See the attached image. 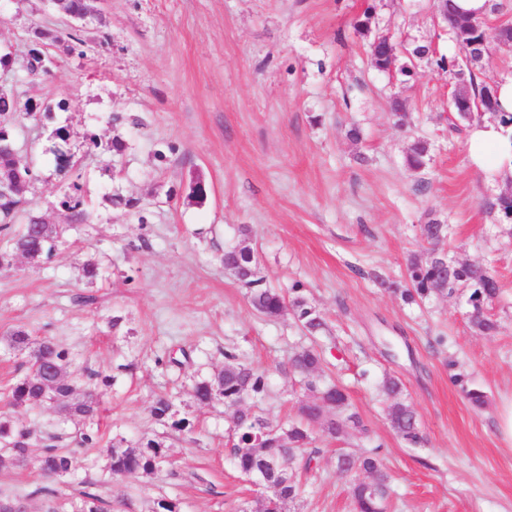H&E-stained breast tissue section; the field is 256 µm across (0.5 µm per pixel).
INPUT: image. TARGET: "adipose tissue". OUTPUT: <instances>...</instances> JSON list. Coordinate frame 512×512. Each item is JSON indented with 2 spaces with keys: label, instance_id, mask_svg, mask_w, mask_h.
<instances>
[{
  "label": "adipose tissue",
  "instance_id": "1",
  "mask_svg": "<svg viewBox=\"0 0 512 512\" xmlns=\"http://www.w3.org/2000/svg\"><path fill=\"white\" fill-rule=\"evenodd\" d=\"M467 148L474 165H494L500 179L512 178V125H502L496 118L474 125Z\"/></svg>",
  "mask_w": 512,
  "mask_h": 512
}]
</instances>
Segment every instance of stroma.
Instances as JSON below:
<instances>
[{
	"label": "stroma",
	"mask_w": 512,
	"mask_h": 512,
	"mask_svg": "<svg viewBox=\"0 0 512 512\" xmlns=\"http://www.w3.org/2000/svg\"><path fill=\"white\" fill-rule=\"evenodd\" d=\"M98 8L81 53L49 45L56 65L34 81V30L65 32L69 20L43 0H0V51L12 54L0 87L54 107L14 127L34 173L33 212L60 230L50 257L0 267V412L34 432L26 465L0 467V499L20 500L26 512H81L89 493L104 512H156L162 499L179 512H251L260 492L232 463L235 410L220 399L198 406L193 386L236 349L266 373L259 411L287 428L316 395L279 364L313 344L319 376L344 387L365 429L341 442L316 434L320 453L289 512H353L349 481L336 470L340 448L379 449L393 476L392 512H512V447L495 425L497 405L512 396V235L488 208L505 187L469 160L467 132L449 130V63L462 53L432 0H100ZM378 32L434 53L407 75L378 70L367 52ZM395 98L411 114L402 128L389 109ZM62 100L68 110H57ZM58 127L73 161L64 171L53 153ZM417 139L432 145L420 171L405 161ZM199 184L201 199L192 194ZM76 185L82 224L60 204ZM430 219L449 226L441 252L498 280L493 335L471 328L467 293L408 304L376 282L380 273L407 286L409 257L431 252L418 237ZM241 243L268 286L302 284L325 335L310 340L292 314L253 310L222 262ZM88 263L97 278L86 277ZM17 329L66 348L74 375L111 378L93 424L101 444L77 450L74 475H44L38 460L48 436L72 447L84 423L3 402L26 372V354L7 342ZM453 373L463 384L451 383ZM387 374L417 410L424 446L407 447L391 429L377 389ZM472 387L485 392L484 408L465 397ZM160 396L172 402L163 420L151 413ZM150 439L166 454L153 472L112 475L106 446Z\"/></svg>",
	"instance_id": "obj_1"
}]
</instances>
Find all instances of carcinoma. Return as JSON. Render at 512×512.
Returning <instances> with one entry per match:
<instances>
[{
  "label": "carcinoma",
  "mask_w": 512,
  "mask_h": 512,
  "mask_svg": "<svg viewBox=\"0 0 512 512\" xmlns=\"http://www.w3.org/2000/svg\"><path fill=\"white\" fill-rule=\"evenodd\" d=\"M64 14L77 21H84L94 14L91 0H64ZM61 38L50 31H34L29 48L28 70L35 77L48 75L52 71L54 58L44 50L47 43H56ZM35 115L30 101L19 102L10 91L0 93V177L5 174L9 157L18 150L12 138V124L19 111ZM430 144L425 140L414 141L407 151L406 164L414 170L425 168ZM23 201L18 198L0 196V224L9 231L7 243L11 251H0V266L8 262L14 253H25L32 260L50 255L56 245L58 230L53 225L42 223V218L27 216L22 229L15 232L10 226L16 223ZM61 205L72 212L78 222L87 220L80 198L64 195ZM421 240L437 244L448 236V225L435 219L419 225ZM253 250L245 245L224 250V268L234 274L242 287L248 290L254 310L263 317L275 318L291 310L296 322L310 336L325 329L320 314L301 295L302 285L295 283L288 294L267 286L263 280L249 275L255 269ZM455 272L448 274L440 253L432 252L426 260L416 256L409 259L407 276L409 287L401 290L408 304L421 301L432 294L452 295L461 288L471 290L469 323L484 335H492L498 323L488 313L487 306L499 294V283L488 268L470 263H454ZM11 348L28 352L27 372L8 391V405L40 408L57 406L73 417L94 418L98 413L97 394H79L70 379L71 360L69 352L44 337L38 342L31 340L24 330H16L8 337ZM224 369L209 379L198 381L193 389L195 400L200 405H209L216 398H224V404L236 408L233 439L234 465L239 473L247 477L254 471L267 467L271 482L279 483L278 475L283 471L296 472L298 467H310L320 449L312 447L313 428L326 435L340 439L349 428L363 427L358 413L350 408L348 395L338 384L319 385L316 370L321 365L320 354L313 348H302L293 352L280 368L298 375L306 388L317 393L318 402L303 404L298 409L296 422L282 433L261 414L243 408L247 400L252 402L266 393V377L239 360L236 352L224 351ZM381 391L392 400L388 420L393 431L410 446L425 443L419 415L415 408L402 399V384L391 375H385ZM29 452V432L13 424L0 414V466L21 460ZM165 457L162 444L149 439L138 448L113 449L110 451L111 471L118 476H134L152 472ZM40 469L51 476L65 477L75 471V458L71 453H62L49 448L41 459ZM339 473L352 471L366 475V479H352L351 497L354 512H388L391 476L379 454V448L354 454L343 452L336 457ZM299 495V485L292 481L262 501L258 512H284L285 505Z\"/></svg>",
  "instance_id": "cac0c4a2"
}]
</instances>
